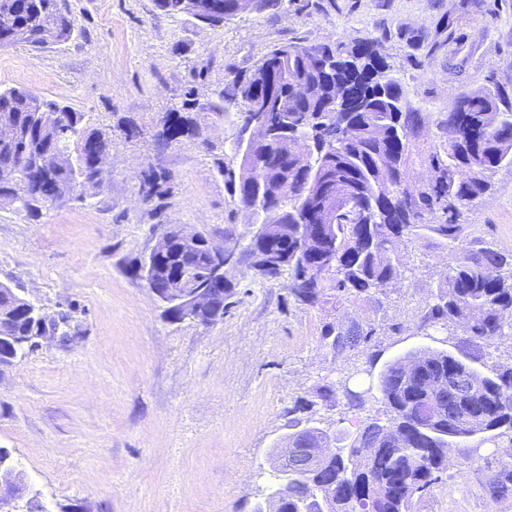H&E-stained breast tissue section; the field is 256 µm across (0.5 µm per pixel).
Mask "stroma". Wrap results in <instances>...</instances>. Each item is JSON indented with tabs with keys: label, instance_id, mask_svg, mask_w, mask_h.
Instances as JSON below:
<instances>
[{
	"label": "stroma",
	"instance_id": "1",
	"mask_svg": "<svg viewBox=\"0 0 512 512\" xmlns=\"http://www.w3.org/2000/svg\"><path fill=\"white\" fill-rule=\"evenodd\" d=\"M72 38L36 50L0 49V88L90 112L112 135V173L88 201L43 208L39 218L0 209V282L67 315L53 337L0 369V448L28 479L29 512H251L271 486L273 458L288 434L285 412L308 400L313 425L355 432L382 415L377 373L360 354L335 356L324 322L373 320L383 361L443 348L450 331H420L447 252L404 241L406 278L382 304L310 308L248 264L231 269L223 321L170 324L133 265L165 227L181 224L218 244L247 248L248 218L224 185L235 167L234 127L220 117L198 138L157 152L154 134L188 98L216 99L280 43L376 40L410 102L442 112L486 80L512 90V0H283L218 25L157 9L155 0H66ZM144 129L128 141L118 118ZM164 170L160 196L141 200V169ZM488 247L512 251V169H499L468 216ZM332 386V406L317 391ZM366 392L350 409L346 390ZM512 438L484 442L474 458L451 447V468L415 498L413 512H512L492 499L488 476L512 458Z\"/></svg>",
	"mask_w": 512,
	"mask_h": 512
}]
</instances>
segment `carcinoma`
I'll use <instances>...</instances> for the list:
<instances>
[{"label":"carcinoma","mask_w":512,"mask_h":512,"mask_svg":"<svg viewBox=\"0 0 512 512\" xmlns=\"http://www.w3.org/2000/svg\"><path fill=\"white\" fill-rule=\"evenodd\" d=\"M2 11L11 14L13 25L0 30V47L42 49L74 33L73 20L57 0H0ZM311 57L320 66L307 67ZM387 69L376 50L363 52L355 44L275 46L249 76L226 84L216 100L188 102L184 122L155 138L156 150L164 151L189 138L201 120L226 113L242 132L247 104L255 98L284 111L288 135L323 163L321 179L310 183L273 147L258 170L241 164L221 172L241 206L257 215L273 207L283 212L249 248L278 256L275 275L288 271L290 293L309 307L354 304L385 293L403 278L399 245L405 238H429L448 249V263L434 285L435 302L418 328L463 327L454 344L457 354L425 348L388 363L379 377L386 418L366 419L324 468L278 488L279 512H300L302 502L307 512H411L413 498L430 491L448 468V445L430 432L483 433L486 441L512 432V365L483 372L488 348L506 324L503 311L512 312V252L479 246L478 228L464 223L465 213L490 190L492 175L512 167V94L490 81L462 92L433 120L405 98ZM352 79L360 80L361 100L341 113L336 91ZM0 115L13 128L11 138H0V175L8 176L0 192L17 193V209L35 216L46 203L84 200L87 190L102 187L94 162L112 149V138L95 127L90 113L12 87L0 89ZM340 123L350 137L337 136ZM470 124L487 128V137L471 141L465 133ZM69 126L84 136H66ZM33 153L46 159L44 169L24 166V156ZM416 163L428 170L429 180L410 200L402 175ZM310 213L322 238L305 251L297 224ZM158 265L155 288L171 278L185 276L199 285L207 277L202 255L188 258L171 250ZM20 300L14 289L0 288V336H26L38 319L35 308L14 309ZM376 335L367 321L334 320L322 328L324 344L335 355L362 350L371 366L380 354ZM381 421L396 430L400 446L383 441L366 447ZM324 438L321 429L308 426L294 446L310 448ZM488 483L494 498L511 495L512 470L491 475Z\"/></svg>","instance_id":"carcinoma-1"}]
</instances>
